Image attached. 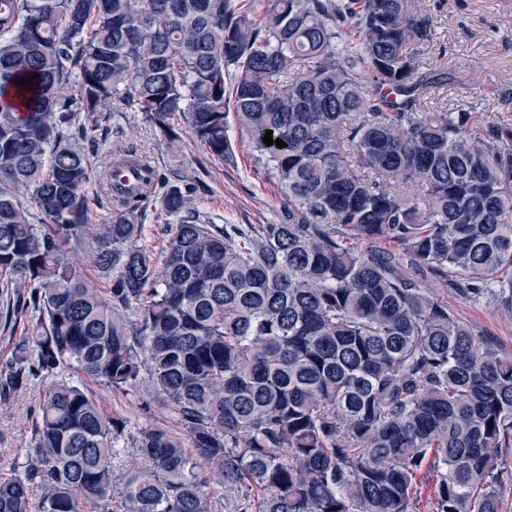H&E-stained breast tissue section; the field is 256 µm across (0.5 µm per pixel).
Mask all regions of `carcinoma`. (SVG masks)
I'll use <instances>...</instances> for the list:
<instances>
[{"label": "carcinoma", "instance_id": "1", "mask_svg": "<svg viewBox=\"0 0 512 512\" xmlns=\"http://www.w3.org/2000/svg\"><path fill=\"white\" fill-rule=\"evenodd\" d=\"M411 2L270 0L257 20L240 0H0V318L35 317L0 396L42 387L0 512H213L216 481L235 512H416L429 479L433 512H500L512 359L418 273L512 305V123L428 106L448 71L420 67L435 17ZM115 97L221 161L234 117L277 222L211 224L130 152L94 176ZM93 182L106 224L88 220ZM353 239L400 246L417 272ZM81 243L108 302L73 270ZM85 380L151 394L177 430L131 427Z\"/></svg>", "mask_w": 512, "mask_h": 512}]
</instances>
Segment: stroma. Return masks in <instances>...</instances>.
I'll return each mask as SVG.
<instances>
[{
    "label": "stroma",
    "mask_w": 512,
    "mask_h": 512,
    "mask_svg": "<svg viewBox=\"0 0 512 512\" xmlns=\"http://www.w3.org/2000/svg\"><path fill=\"white\" fill-rule=\"evenodd\" d=\"M417 10L435 16V48L425 51L424 60L442 59L448 67V84L441 96L451 110L476 111L479 117L512 121V0H415ZM482 63L472 72L471 59ZM123 134L107 141L90 158L94 172H103L113 151L132 148L161 172L175 173L195 181L200 191L199 209L216 224H272L282 206L272 181L260 176L247 141L237 126H230L234 147L232 160L211 158L190 137L178 148H168L155 128L137 112L126 111L120 101L110 105ZM423 286L430 297L447 305L452 317L467 325L475 335L500 355L512 357V310L493 296L471 297L443 278H426ZM103 409L126 417L136 425H165L163 413H147L143 399L102 389L89 383ZM39 390H20L0 402V473L8 472L16 451L26 447L32 433Z\"/></svg>",
    "instance_id": "35a3bbf8"
}]
</instances>
